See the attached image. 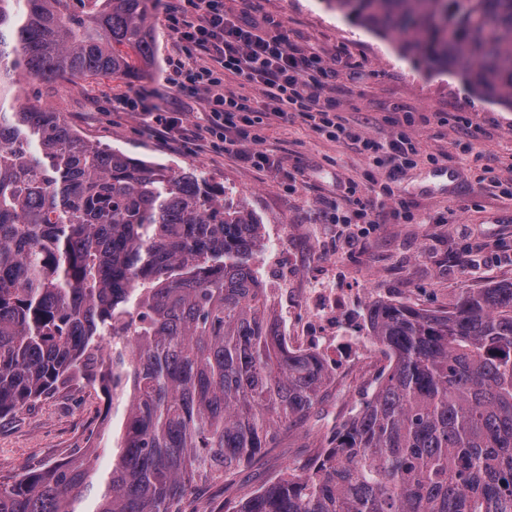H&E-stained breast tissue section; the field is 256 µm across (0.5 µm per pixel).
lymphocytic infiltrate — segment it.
<instances>
[{"label": "lymphocytic infiltrate", "mask_w": 512, "mask_h": 512, "mask_svg": "<svg viewBox=\"0 0 512 512\" xmlns=\"http://www.w3.org/2000/svg\"><path fill=\"white\" fill-rule=\"evenodd\" d=\"M165 22L187 57L174 65L167 82L179 93L203 95L205 117L184 124L150 105L146 92L139 90L116 100L115 110L146 116L149 133L186 148L207 143L254 167L277 170L278 161L261 148L264 137L252 99L224 91V79L232 75L245 84H261L262 107L274 116H301L327 139L354 145L373 163L397 172L419 157L416 141L408 136L384 142L343 120L335 100L319 95L335 79V68L282 34L229 18L224 0H168Z\"/></svg>", "instance_id": "f902f5d3"}]
</instances>
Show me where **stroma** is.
<instances>
[{
    "label": "stroma",
    "instance_id": "obj_1",
    "mask_svg": "<svg viewBox=\"0 0 512 512\" xmlns=\"http://www.w3.org/2000/svg\"><path fill=\"white\" fill-rule=\"evenodd\" d=\"M165 4L153 0L150 6L157 41L153 63L121 79L33 80L25 96L61 113L88 141L196 171L224 187L262 225L265 247L254 267L269 283L272 318H287L304 306L311 288L356 289L344 314L353 323L373 302L445 310L465 291L512 281V110L343 20L324 0H224L228 16L279 22L291 42L336 67V79L322 95L336 100L348 123L381 139L408 135L421 156L393 174L352 146L320 137L298 117L263 122V147L280 162L276 174L208 145L189 150L149 134L142 116L112 109L113 99L148 89L152 105L184 122L203 117L199 99L177 94L166 82L183 53L165 25ZM385 186L407 202L408 212L380 210L367 230L336 223L333 203L355 196L374 202ZM369 361L368 369L336 377L310 416L277 447L213 485V503H236L327 446L334 425L361 404L389 364L380 354ZM118 420V414H106L100 393L89 386L2 417L0 475L65 459Z\"/></svg>",
    "mask_w": 512,
    "mask_h": 512
}]
</instances>
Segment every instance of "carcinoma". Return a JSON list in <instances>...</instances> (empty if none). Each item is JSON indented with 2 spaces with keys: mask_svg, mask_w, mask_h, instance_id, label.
I'll list each match as a JSON object with an SVG mask.
<instances>
[{
  "mask_svg": "<svg viewBox=\"0 0 512 512\" xmlns=\"http://www.w3.org/2000/svg\"><path fill=\"white\" fill-rule=\"evenodd\" d=\"M0 0V418L75 385L123 405L92 512H512V281L376 302L390 358L328 447L238 504L202 492L331 383L278 341L259 221L191 171L85 140L22 81L154 59L149 0ZM512 108V0H324ZM99 445L0 479V512H81Z\"/></svg>",
  "mask_w": 512,
  "mask_h": 512,
  "instance_id": "carcinoma-1",
  "label": "carcinoma"
}]
</instances>
